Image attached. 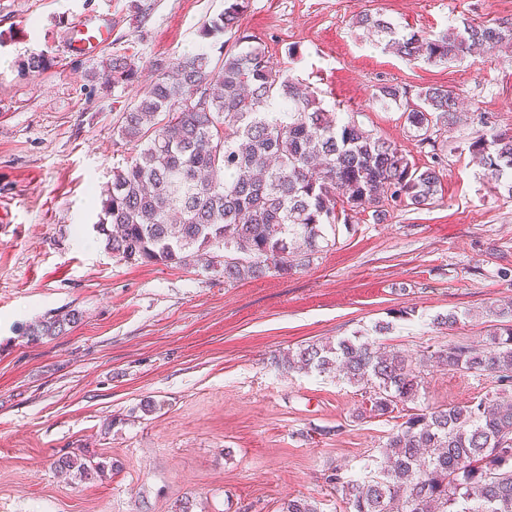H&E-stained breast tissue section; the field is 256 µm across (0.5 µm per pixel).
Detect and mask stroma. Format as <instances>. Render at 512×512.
Returning <instances> with one entry per match:
<instances>
[{
    "instance_id": "1",
    "label": "stroma",
    "mask_w": 512,
    "mask_h": 512,
    "mask_svg": "<svg viewBox=\"0 0 512 512\" xmlns=\"http://www.w3.org/2000/svg\"><path fill=\"white\" fill-rule=\"evenodd\" d=\"M223 10L224 0H0V512H175L184 501L193 512H280L301 496L346 512L327 476L364 474L398 420L282 356L381 321L392 328L378 344L414 356L476 342L494 323L488 308L512 300V276L497 275L512 269V199L468 150L482 132L512 134V47L413 64L356 25L369 13L434 35L512 19V0H249L241 33L324 108L418 165L440 160V198L380 221L363 214L287 277L228 284L198 266L113 257L94 196L135 153L117 133L123 110L153 59L216 52L199 31ZM88 14L111 20L112 41L69 56V29ZM39 52L53 66L29 71ZM111 55L135 58L139 84L105 87ZM383 83L447 86L459 124L419 147L400 112L375 102ZM74 310L65 334L31 340L34 324ZM451 311L463 315L455 330L433 325ZM492 389L488 376L430 366L414 406H462ZM77 448L111 463L106 478L55 473L53 460Z\"/></svg>"
}]
</instances>
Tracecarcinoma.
I'll list each match as a JSON object with an SVG mask.
<instances>
[{"instance_id": "cac0c4a2", "label": "carcinoma", "mask_w": 512, "mask_h": 512, "mask_svg": "<svg viewBox=\"0 0 512 512\" xmlns=\"http://www.w3.org/2000/svg\"><path fill=\"white\" fill-rule=\"evenodd\" d=\"M249 0H225L200 30L209 40L239 31ZM359 27L408 62L450 63L474 48L512 46V22L464 19L432 37L364 14ZM154 79L128 105L118 135L138 147L112 171L96 225L105 247L127 263L200 266L224 283L289 275L336 245L339 225L372 211L377 220L402 204L422 209L442 192L439 168L419 166L390 140L322 106L311 87L274 68L250 35L213 58L207 51L150 63ZM105 83L126 89L139 65L103 61ZM375 98L402 112L421 146L459 120V102L440 85L411 92L384 83ZM488 181L512 196V134H482L469 146ZM488 341L452 340L418 359L381 350L368 336L312 343L284 358L291 370L334 372L368 394L370 412L391 414L418 398L423 367L488 374L491 396L470 405L418 409L403 416L364 478L327 477L350 512H512V306ZM79 314L50 317L29 330L59 336ZM57 474L94 482L107 466L80 448L60 455ZM280 512H319L293 498Z\"/></svg>"}]
</instances>
